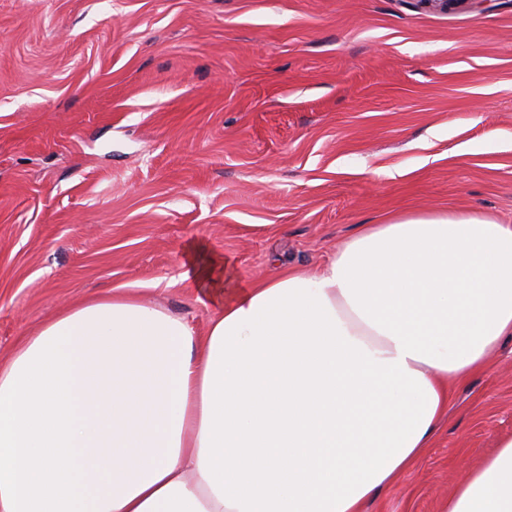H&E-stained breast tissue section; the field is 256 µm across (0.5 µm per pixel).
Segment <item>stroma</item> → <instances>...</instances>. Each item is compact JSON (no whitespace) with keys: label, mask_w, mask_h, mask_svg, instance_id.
I'll return each instance as SVG.
<instances>
[{"label":"stroma","mask_w":512,"mask_h":512,"mask_svg":"<svg viewBox=\"0 0 512 512\" xmlns=\"http://www.w3.org/2000/svg\"><path fill=\"white\" fill-rule=\"evenodd\" d=\"M512 225V0H0V364L83 300L204 330L190 242L235 282L364 224ZM512 435V340L364 512H441Z\"/></svg>","instance_id":"obj_1"}]
</instances>
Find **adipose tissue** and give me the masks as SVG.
Returning a JSON list of instances; mask_svg holds the SVG:
<instances>
[{"label":"adipose tissue","instance_id":"adipose-tissue-1","mask_svg":"<svg viewBox=\"0 0 512 512\" xmlns=\"http://www.w3.org/2000/svg\"><path fill=\"white\" fill-rule=\"evenodd\" d=\"M200 251L205 335L115 293L0 366V512H362L512 338V225L483 214L367 224L241 288ZM444 512H512V436Z\"/></svg>","mask_w":512,"mask_h":512}]
</instances>
